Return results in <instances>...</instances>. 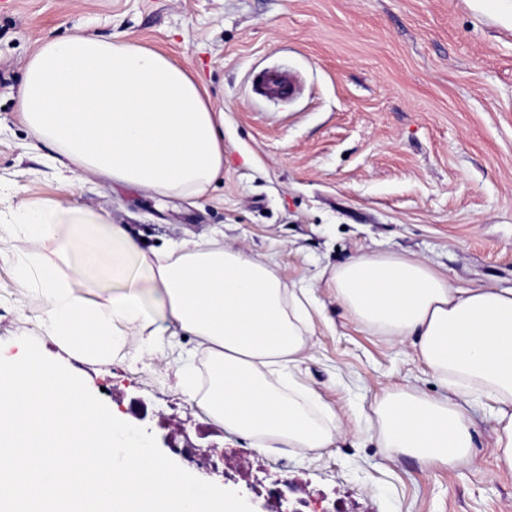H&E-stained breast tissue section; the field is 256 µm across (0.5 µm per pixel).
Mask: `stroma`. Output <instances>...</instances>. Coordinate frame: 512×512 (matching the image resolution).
Here are the masks:
<instances>
[{"instance_id": "obj_1", "label": "stroma", "mask_w": 512, "mask_h": 512, "mask_svg": "<svg viewBox=\"0 0 512 512\" xmlns=\"http://www.w3.org/2000/svg\"><path fill=\"white\" fill-rule=\"evenodd\" d=\"M77 34L134 39L206 89L224 115V174L206 192L162 196L95 175L65 188L57 151L34 145L17 102L34 51ZM269 69L295 73L299 93H255L254 76ZM50 202L127 225L147 250L215 237L269 259L313 301L289 373L319 393L342 436L258 452L210 416V356L188 334L169 352L164 318L151 349L130 332L90 357L54 336L38 274L15 270L32 250L19 216ZM363 253L417 258L456 285L512 288V26L472 0H0V356L19 359L20 337H34L115 417L254 512H512L490 400L468 405L467 461L428 467L383 447L375 399L445 388L412 340L356 322L328 288L336 266ZM274 487L285 488L282 503L268 498Z\"/></svg>"}]
</instances>
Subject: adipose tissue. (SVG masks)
Returning <instances> with one entry per match:
<instances>
[{
    "label": "adipose tissue",
    "instance_id": "1",
    "mask_svg": "<svg viewBox=\"0 0 512 512\" xmlns=\"http://www.w3.org/2000/svg\"><path fill=\"white\" fill-rule=\"evenodd\" d=\"M207 93L168 55L132 41L95 35L50 40L28 59L19 110L37 141L71 164L136 188L165 195L202 193L224 171L221 120ZM67 271L41 266L46 324L57 336L95 355L106 336L148 335L156 316L196 336L215 373L205 401L226 429L255 439L266 451L326 448L340 433L316 391L272 377L296 362L311 328L295 289L267 261L213 239L146 251L120 224L91 212L33 208L24 238L39 246L55 237ZM145 273L147 292L84 300L78 287L92 269L125 283L132 265ZM337 301L359 323L394 340L414 337L428 369L449 389L431 398L389 392L373 406L385 447L427 466H448L471 454L464 406L482 394L498 407L500 468L512 471V288L455 285L419 260L360 255L330 277ZM158 310L150 315L145 296Z\"/></svg>",
    "mask_w": 512,
    "mask_h": 512
}]
</instances>
